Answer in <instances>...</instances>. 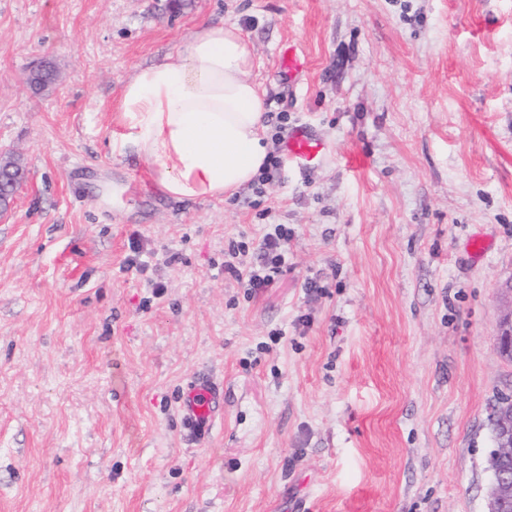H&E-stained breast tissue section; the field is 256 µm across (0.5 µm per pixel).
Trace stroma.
<instances>
[{
  "mask_svg": "<svg viewBox=\"0 0 512 512\" xmlns=\"http://www.w3.org/2000/svg\"><path fill=\"white\" fill-rule=\"evenodd\" d=\"M220 24L330 152L178 201L110 152L121 87ZM0 154L29 171L0 219V512H487L512 0H0ZM268 224L288 266L255 293L224 262ZM200 374L224 391L201 443L179 410ZM280 66L283 74L290 80L305 69L306 60L297 53L294 45H288L280 52Z\"/></svg>",
  "mask_w": 512,
  "mask_h": 512,
  "instance_id": "stroma-1",
  "label": "stroma"
}]
</instances>
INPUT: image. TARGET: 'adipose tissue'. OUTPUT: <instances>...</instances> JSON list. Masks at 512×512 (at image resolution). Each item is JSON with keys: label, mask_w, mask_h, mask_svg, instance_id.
Here are the masks:
<instances>
[{"label": "adipose tissue", "mask_w": 512, "mask_h": 512, "mask_svg": "<svg viewBox=\"0 0 512 512\" xmlns=\"http://www.w3.org/2000/svg\"><path fill=\"white\" fill-rule=\"evenodd\" d=\"M237 26H209L182 51L137 67L124 82L125 133L117 154L149 166L154 185L177 200L226 199L269 156L264 94Z\"/></svg>", "instance_id": "1"}]
</instances>
